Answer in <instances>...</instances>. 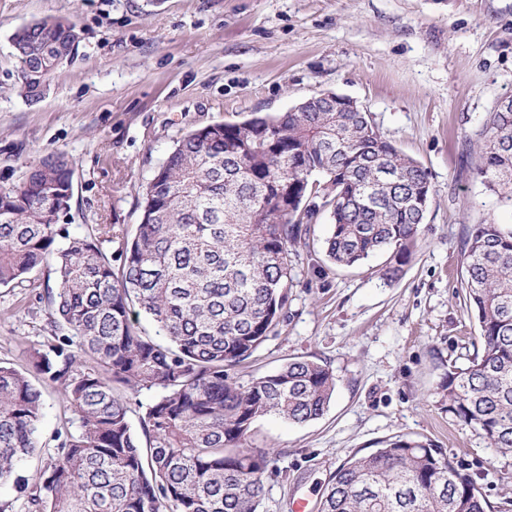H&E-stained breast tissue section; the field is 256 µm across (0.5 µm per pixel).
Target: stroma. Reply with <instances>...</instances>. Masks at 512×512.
Instances as JSON below:
<instances>
[{
	"instance_id": "stroma-1",
	"label": "stroma",
	"mask_w": 512,
	"mask_h": 512,
	"mask_svg": "<svg viewBox=\"0 0 512 512\" xmlns=\"http://www.w3.org/2000/svg\"><path fill=\"white\" fill-rule=\"evenodd\" d=\"M45 17L76 23L81 42L45 97L18 92L13 32ZM325 91L353 98L379 131L428 171L434 196L396 277L380 253L353 268L319 245L298 247L276 336L235 370L240 381L298 357L327 365L336 391L324 415L293 425L258 419L249 444L271 452L258 512H318L336 469L396 435L431 440L470 475L491 512H512V452L449 412L441 384L479 336L464 297L467 227H512V203L477 173L480 131L512 97V0H0V188L55 151L75 161L59 226L136 228L154 168L187 130L277 114ZM36 288L0 287V361L32 372L57 342L46 269ZM44 397L37 482L57 433L76 422L58 387Z\"/></svg>"
}]
</instances>
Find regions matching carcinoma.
Wrapping results in <instances>:
<instances>
[{"label":"carcinoma","mask_w":512,"mask_h":512,"mask_svg":"<svg viewBox=\"0 0 512 512\" xmlns=\"http://www.w3.org/2000/svg\"><path fill=\"white\" fill-rule=\"evenodd\" d=\"M20 94L43 98L80 42L76 25L43 18L16 29ZM478 173L512 201V111L488 113ZM73 160L27 165L0 190V286L31 287L52 268L50 315L64 334L37 354L76 429L28 496L32 512H257L268 451L248 440L259 418L319 419L336 390L324 364L293 359L242 383L233 370L276 329L292 287V251L327 213V260L353 267L394 249L408 260L433 198L427 170L381 135L365 112L317 98L187 131L155 168L135 231L97 224L54 247L70 209ZM118 243L108 256L102 243ZM466 309L480 348L448 369V411L491 446L512 451V229L474 224L464 238ZM154 325L150 333L142 323ZM154 390L131 420L125 391ZM40 390L0 363V485L39 450ZM146 445H141L139 435ZM474 481L430 440L397 435L333 475L319 512H486Z\"/></svg>","instance_id":"1"}]
</instances>
